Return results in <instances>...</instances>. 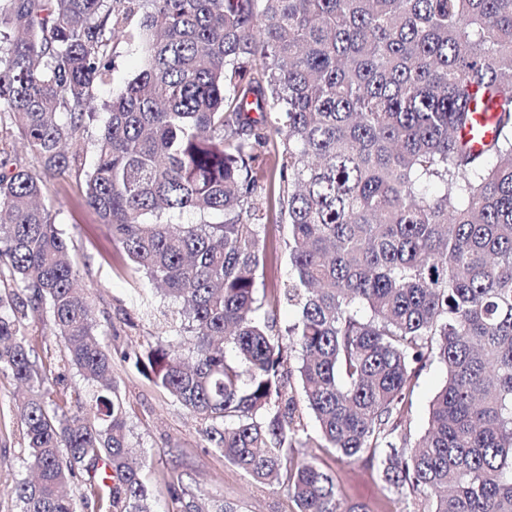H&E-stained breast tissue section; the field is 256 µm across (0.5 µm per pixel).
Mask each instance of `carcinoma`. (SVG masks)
<instances>
[{
  "mask_svg": "<svg viewBox=\"0 0 512 512\" xmlns=\"http://www.w3.org/2000/svg\"><path fill=\"white\" fill-rule=\"evenodd\" d=\"M2 32L0 130L27 149L0 138L18 512H154L105 331L45 203L72 172L172 302L144 311L170 336L124 359L232 466L296 512H365L299 458L313 447L376 467L421 512H512V0H0ZM121 41L145 63L94 136ZM479 109L495 132L475 149ZM186 210L220 221L175 224ZM283 221L297 317L282 333L256 288ZM35 323L59 353L26 345ZM435 361L447 380L414 439ZM72 370L85 386L55 397ZM170 493L172 512H237L180 481ZM446 369L434 362L423 372L415 388L412 405L408 418L411 422L412 433L415 436L422 434L427 427L429 407L435 394L445 384Z\"/></svg>",
  "mask_w": 512,
  "mask_h": 512,
  "instance_id": "cac0c4a2",
  "label": "carcinoma"
}]
</instances>
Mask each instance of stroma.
<instances>
[{
    "label": "stroma",
    "mask_w": 512,
    "mask_h": 512,
    "mask_svg": "<svg viewBox=\"0 0 512 512\" xmlns=\"http://www.w3.org/2000/svg\"><path fill=\"white\" fill-rule=\"evenodd\" d=\"M113 56V79L95 93L92 107L97 112L111 101L113 90L139 70L141 51L136 46L118 43ZM47 203L72 247L81 279L92 288L95 313L106 333L112 371L126 408L131 441L136 455L145 462L142 477L157 512H170L167 483L177 476L194 493L234 503L239 512H295L294 503L280 488L253 484L228 464L209 447L200 422L124 360V353L157 341L161 328L143 315L147 279L113 244L107 225L101 224L86 205L80 180L68 174L52 179ZM267 230L273 254L260 275L259 290L263 293L285 290L293 278L285 245L287 224H271ZM446 378L445 368L437 363L421 375L408 414L413 434H422L426 428L431 401ZM17 394L16 381L0 374V512H16L12 488L25 473L27 450L15 407ZM299 456L317 458L335 471L344 502L361 505L365 512H412L413 500L391 499L374 468L360 462H338L334 454L322 448L300 449Z\"/></svg>",
    "instance_id": "1"
}]
</instances>
